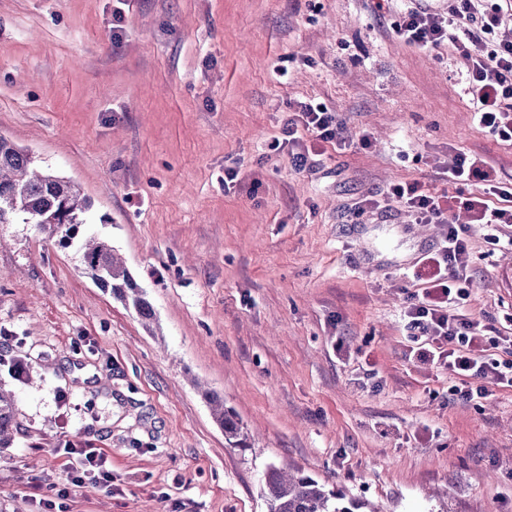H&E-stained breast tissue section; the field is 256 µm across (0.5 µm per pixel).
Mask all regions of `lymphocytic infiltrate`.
Segmentation results:
<instances>
[{"label": "lymphocytic infiltrate", "mask_w": 512, "mask_h": 512, "mask_svg": "<svg viewBox=\"0 0 512 512\" xmlns=\"http://www.w3.org/2000/svg\"><path fill=\"white\" fill-rule=\"evenodd\" d=\"M511 0H453L447 19L409 6L390 27L392 35L411 48L429 52L451 44L469 62L465 94L478 126L512 142V36L502 33L501 15ZM299 118L315 141L335 144L339 124L323 103L301 104ZM454 185L472 180L485 182L484 196L462 199L473 223L497 229L512 224V188L501 185L485 159L457 153L445 169ZM388 199L405 208L416 223L439 224L443 233L430 262L435 267L430 287L412 295L403 311L417 343L413 358L420 363L444 366L458 378L450 390L457 400L485 397L486 381L512 387V359L491 357L486 348L485 327L469 311L470 252L468 229L448 223L440 197L424 191L419 181L397 183L387 190ZM76 464L69 482L77 486L91 480L111 485L112 472L105 455L95 448L68 446Z\"/></svg>", "instance_id": "lymphocytic-infiltrate-1"}]
</instances>
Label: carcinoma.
Instances as JSON below:
<instances>
[{
  "instance_id": "obj_1",
  "label": "carcinoma",
  "mask_w": 512,
  "mask_h": 512,
  "mask_svg": "<svg viewBox=\"0 0 512 512\" xmlns=\"http://www.w3.org/2000/svg\"><path fill=\"white\" fill-rule=\"evenodd\" d=\"M33 164L30 153L0 136V224H35L51 235L62 233L72 238L81 226L91 223L89 202L71 182L40 173L32 169ZM82 249V264L100 286L133 306L142 318L154 317L143 291L114 257L108 241L90 236ZM202 396L211 406L214 421L224 430L227 444L250 447V436L236 413L215 393L205 390ZM17 427L14 396L0 386V448L9 447ZM263 496L267 512H358L367 508L363 502L326 489L310 476L287 474L276 467L264 475Z\"/></svg>"
}]
</instances>
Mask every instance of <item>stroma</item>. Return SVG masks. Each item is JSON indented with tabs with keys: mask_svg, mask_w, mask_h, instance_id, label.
<instances>
[{
	"mask_svg": "<svg viewBox=\"0 0 512 512\" xmlns=\"http://www.w3.org/2000/svg\"><path fill=\"white\" fill-rule=\"evenodd\" d=\"M402 0H0V135L74 182V239L0 224V366L19 426L0 448V512H38L67 442L112 486L53 512H267L270 467L385 512H512V388L452 399L409 358L401 315L442 228L384 200L482 155L512 183V144L474 121L468 61L389 33ZM324 103L343 148L296 169L286 129ZM370 147H362L361 137ZM235 170L226 180V170ZM470 311L512 330V226L491 243L465 210ZM108 238L153 307L98 286L83 238ZM252 435L230 447L201 388Z\"/></svg>",
	"mask_w": 512,
	"mask_h": 512,
	"instance_id": "1",
	"label": "stroma"
}]
</instances>
